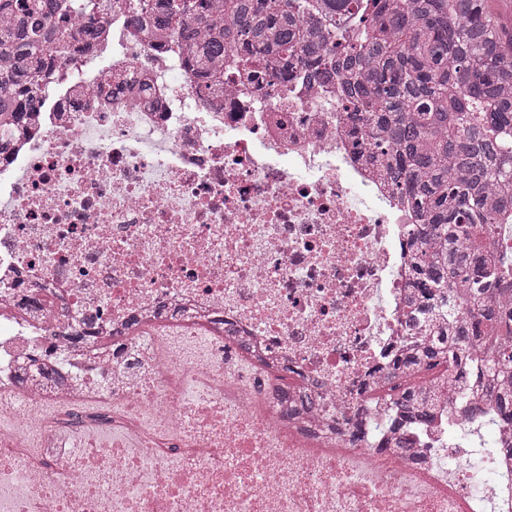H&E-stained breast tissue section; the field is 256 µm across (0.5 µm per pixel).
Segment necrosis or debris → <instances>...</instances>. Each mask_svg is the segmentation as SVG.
<instances>
[{
    "label": "necrosis or debris",
    "instance_id": "4bbe7bcc",
    "mask_svg": "<svg viewBox=\"0 0 512 512\" xmlns=\"http://www.w3.org/2000/svg\"><path fill=\"white\" fill-rule=\"evenodd\" d=\"M0 155V512H512V432L330 434L412 332L414 213L301 79L202 96L124 17ZM123 78L125 94L100 85ZM318 385L288 422L268 375Z\"/></svg>",
    "mask_w": 512,
    "mask_h": 512
}]
</instances>
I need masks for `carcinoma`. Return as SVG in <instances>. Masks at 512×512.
I'll list each match as a JSON object with an SVG mask.
<instances>
[{"instance_id":"obj_1","label":"carcinoma","mask_w":512,"mask_h":512,"mask_svg":"<svg viewBox=\"0 0 512 512\" xmlns=\"http://www.w3.org/2000/svg\"><path fill=\"white\" fill-rule=\"evenodd\" d=\"M489 0H135L127 21L181 40L196 90L224 87V55L253 82L300 71L335 85L355 148L414 210L412 295L418 339L371 389L393 407L378 448L408 453L439 407L430 391L485 388L512 425V28ZM112 0H0V127L33 110L62 62L97 50ZM288 416L319 405L282 385Z\"/></svg>"}]
</instances>
